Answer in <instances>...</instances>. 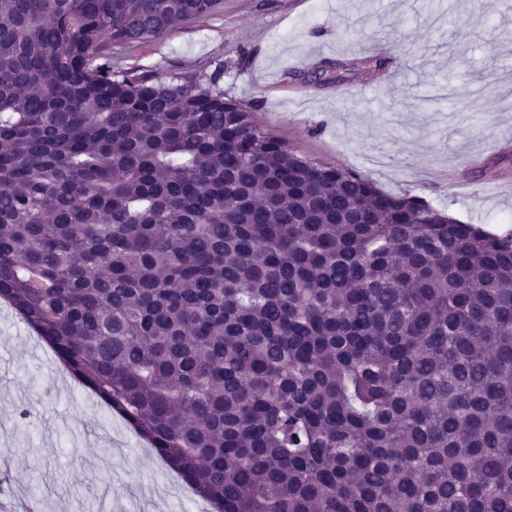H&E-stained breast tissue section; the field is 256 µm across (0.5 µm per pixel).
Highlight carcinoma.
<instances>
[{"label": "carcinoma", "mask_w": 512, "mask_h": 512, "mask_svg": "<svg viewBox=\"0 0 512 512\" xmlns=\"http://www.w3.org/2000/svg\"><path fill=\"white\" fill-rule=\"evenodd\" d=\"M224 0H0V299L213 512H512V232L123 52Z\"/></svg>", "instance_id": "obj_1"}]
</instances>
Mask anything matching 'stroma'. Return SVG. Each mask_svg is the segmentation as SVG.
I'll use <instances>...</instances> for the list:
<instances>
[{
	"mask_svg": "<svg viewBox=\"0 0 512 512\" xmlns=\"http://www.w3.org/2000/svg\"><path fill=\"white\" fill-rule=\"evenodd\" d=\"M378 55L382 69L356 59ZM161 75L206 66L299 156L357 171L456 219L512 231V0H224L220 15L136 47ZM7 492L41 512H212L0 301Z\"/></svg>",
	"mask_w": 512,
	"mask_h": 512,
	"instance_id": "stroma-1",
	"label": "stroma"
}]
</instances>
